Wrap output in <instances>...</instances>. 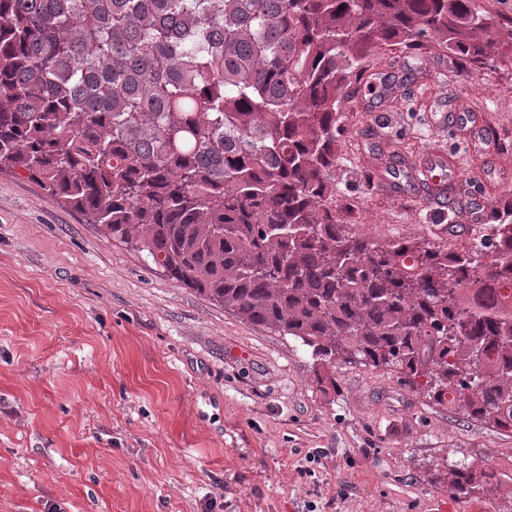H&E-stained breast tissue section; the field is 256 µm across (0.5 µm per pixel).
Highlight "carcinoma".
Masks as SVG:
<instances>
[{
    "label": "carcinoma",
    "mask_w": 512,
    "mask_h": 512,
    "mask_svg": "<svg viewBox=\"0 0 512 512\" xmlns=\"http://www.w3.org/2000/svg\"><path fill=\"white\" fill-rule=\"evenodd\" d=\"M512 65L474 0H0V169L179 285L512 433V193L448 253L336 220L340 106L381 50ZM451 470L448 489L499 485Z\"/></svg>",
    "instance_id": "carcinoma-1"
}]
</instances>
